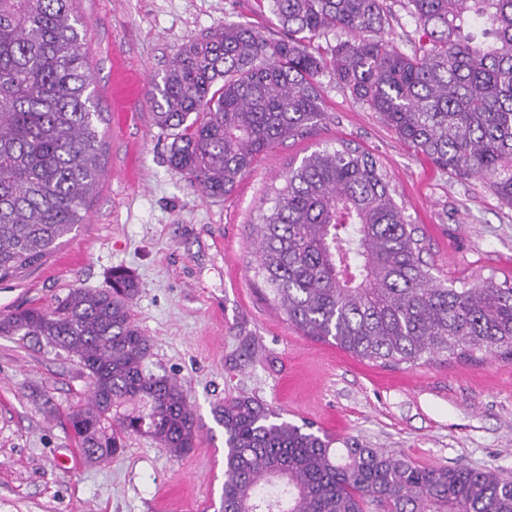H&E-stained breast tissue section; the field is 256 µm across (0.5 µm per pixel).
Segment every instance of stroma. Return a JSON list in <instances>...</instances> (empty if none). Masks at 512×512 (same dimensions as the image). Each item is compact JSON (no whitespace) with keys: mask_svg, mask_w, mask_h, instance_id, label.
Returning <instances> with one entry per match:
<instances>
[{"mask_svg":"<svg viewBox=\"0 0 512 512\" xmlns=\"http://www.w3.org/2000/svg\"><path fill=\"white\" fill-rule=\"evenodd\" d=\"M103 119L101 176L87 217L42 264L0 281V315L103 288L113 269L139 282L133 317L147 361L181 381L200 422L182 457L144 435L107 463L74 460L63 416L85 403L73 361L0 336V512H220L224 429L213 408L259 398L284 419L397 453L420 466L464 463L512 476V361L448 358L385 367L304 336L249 268L250 226L290 167L336 140L378 157L448 277L512 279V210L486 182L461 180L409 150L330 76L327 117L261 153L235 190L208 198L168 160L150 90L188 40L227 23L283 30L259 0H77ZM57 412L48 414L45 400Z\"/></svg>","mask_w":512,"mask_h":512,"instance_id":"obj_1","label":"stroma"}]
</instances>
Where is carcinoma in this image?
<instances>
[{
    "label": "carcinoma",
    "instance_id": "1",
    "mask_svg": "<svg viewBox=\"0 0 512 512\" xmlns=\"http://www.w3.org/2000/svg\"><path fill=\"white\" fill-rule=\"evenodd\" d=\"M76 0H0V280L40 264L84 223L101 166L97 94ZM285 37L226 23L186 42L153 84L171 166L210 198L260 153L326 119L318 77L375 112L414 153L486 181L512 209V0H266ZM408 9L410 52L385 39ZM336 43L314 40L328 35ZM383 165L341 141L290 170L255 225L254 275L305 335L360 360L512 359V283L456 287L422 258ZM135 277L73 288L50 308L0 316L13 336L76 361L88 401L68 421L83 454L112 459L133 434L181 457L200 432L184 386L150 373L132 317ZM224 427L223 512H512V479L421 467L280 417L251 396L214 408Z\"/></svg>",
    "mask_w": 512,
    "mask_h": 512
}]
</instances>
